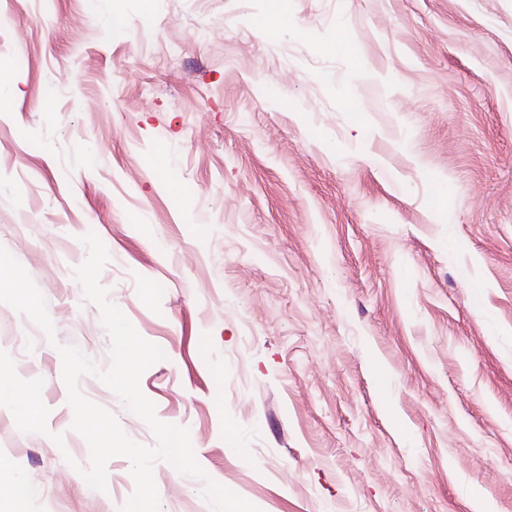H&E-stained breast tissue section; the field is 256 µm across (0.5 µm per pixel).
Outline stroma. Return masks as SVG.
<instances>
[{
  "label": "stroma",
  "instance_id": "obj_1",
  "mask_svg": "<svg viewBox=\"0 0 512 512\" xmlns=\"http://www.w3.org/2000/svg\"><path fill=\"white\" fill-rule=\"evenodd\" d=\"M0 0V247L54 335L0 302L47 434L0 406V512H121L92 489L59 346L111 341L75 270L165 353L187 429L160 512H512V0ZM82 395L152 447L98 378ZM62 435L56 444L54 435ZM31 488L12 494L11 476Z\"/></svg>",
  "mask_w": 512,
  "mask_h": 512
}]
</instances>
